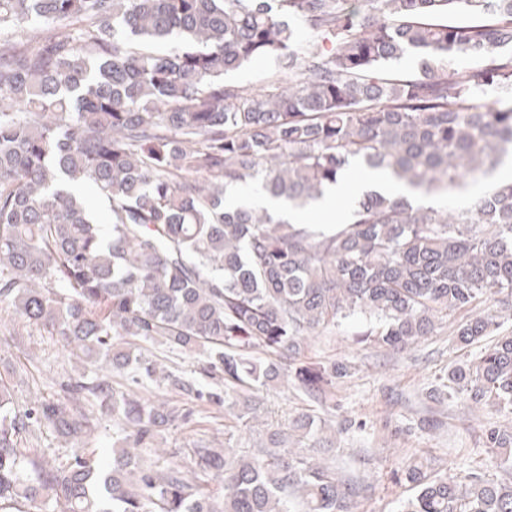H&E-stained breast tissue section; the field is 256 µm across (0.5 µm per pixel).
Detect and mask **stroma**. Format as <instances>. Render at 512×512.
<instances>
[{
    "label": "stroma",
    "mask_w": 512,
    "mask_h": 512,
    "mask_svg": "<svg viewBox=\"0 0 512 512\" xmlns=\"http://www.w3.org/2000/svg\"><path fill=\"white\" fill-rule=\"evenodd\" d=\"M461 319L458 313L448 316L433 336L401 354L357 342L349 326L337 328L332 336L312 338L308 358L346 363L349 374L320 402L289 384L263 390L264 408L256 420L235 431L234 453L249 454L268 430L289 429L303 416L324 420L323 435L292 433L290 440L314 459L321 456L323 439L332 440L337 471L362 488L354 512H395L399 499L411 493L404 470L413 460L431 474L477 471L512 481V471L496 467L483 445L485 427L492 422L512 426V414L487 406L473 409L442 393L449 370L477 352L455 341ZM94 370L51 336L22 322L0 330V378L13 389L18 404H26L34 392L58 396L62 379ZM194 410L201 424L171 430L166 438L184 465L197 438H224L223 418L211 417L205 404H195Z\"/></svg>",
    "instance_id": "1"
}]
</instances>
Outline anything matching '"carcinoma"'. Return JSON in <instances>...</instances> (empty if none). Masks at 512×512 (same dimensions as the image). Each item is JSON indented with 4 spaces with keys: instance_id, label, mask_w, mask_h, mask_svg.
I'll list each match as a JSON object with an SVG mask.
<instances>
[{
    "instance_id": "1",
    "label": "carcinoma",
    "mask_w": 512,
    "mask_h": 512,
    "mask_svg": "<svg viewBox=\"0 0 512 512\" xmlns=\"http://www.w3.org/2000/svg\"><path fill=\"white\" fill-rule=\"evenodd\" d=\"M262 57L265 87L225 79ZM510 156L512 0H0V304L110 369L22 410L0 382V512H350L359 487L329 460L281 431L238 456L229 421L255 419L273 382L334 388L350 366L306 358L307 338L348 321L401 353L452 313L512 312V180L441 203ZM355 164L425 202L373 185L329 227L224 207L229 183L311 204ZM500 328L457 325L464 346L494 340L448 397L512 413ZM174 353L213 387L163 364ZM196 401L224 410V447L158 464ZM104 416L107 461L79 447ZM42 430L71 451L38 447ZM485 445L512 470V428ZM405 476L397 512H512V484L479 472Z\"/></svg>"
}]
</instances>
